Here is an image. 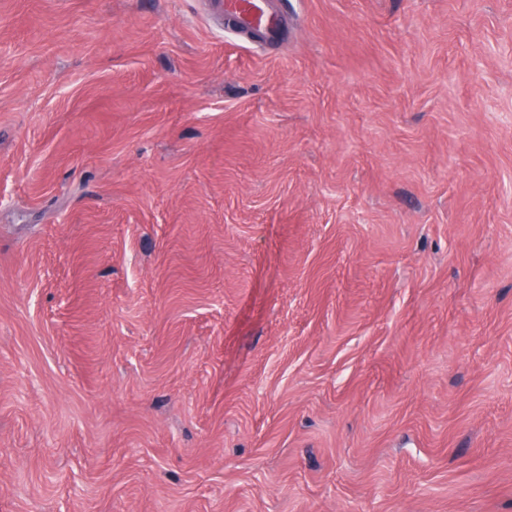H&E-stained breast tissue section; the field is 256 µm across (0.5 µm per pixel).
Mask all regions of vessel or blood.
<instances>
[{
  "label": "vessel or blood",
  "mask_w": 512,
  "mask_h": 512,
  "mask_svg": "<svg viewBox=\"0 0 512 512\" xmlns=\"http://www.w3.org/2000/svg\"><path fill=\"white\" fill-rule=\"evenodd\" d=\"M211 7L232 23L237 34L257 33L274 42L283 31V18L271 0H213Z\"/></svg>",
  "instance_id": "b4317fda"
}]
</instances>
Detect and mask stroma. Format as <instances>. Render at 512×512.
<instances>
[{
	"mask_svg": "<svg viewBox=\"0 0 512 512\" xmlns=\"http://www.w3.org/2000/svg\"><path fill=\"white\" fill-rule=\"evenodd\" d=\"M0 0V512H512V0ZM272 0H215L212 12L233 24L239 35L258 33L263 42H276L283 31V18Z\"/></svg>",
	"mask_w": 512,
	"mask_h": 512,
	"instance_id": "obj_1",
	"label": "stroma"
}]
</instances>
